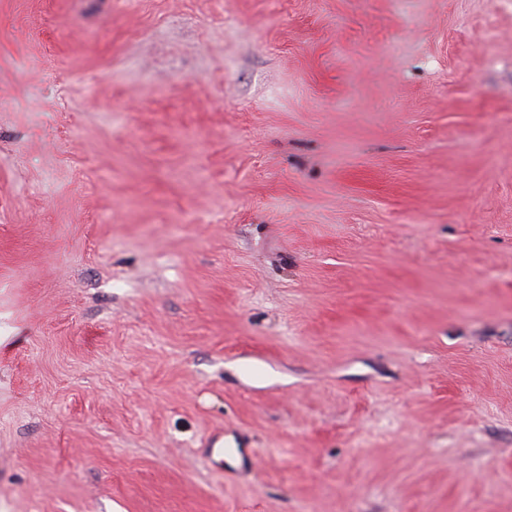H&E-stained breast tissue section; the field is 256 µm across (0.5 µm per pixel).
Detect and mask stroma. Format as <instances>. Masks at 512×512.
Returning <instances> with one entry per match:
<instances>
[{
  "mask_svg": "<svg viewBox=\"0 0 512 512\" xmlns=\"http://www.w3.org/2000/svg\"><path fill=\"white\" fill-rule=\"evenodd\" d=\"M0 512H512V0H0Z\"/></svg>",
  "mask_w": 512,
  "mask_h": 512,
  "instance_id": "35a3bbf8",
  "label": "stroma"
}]
</instances>
